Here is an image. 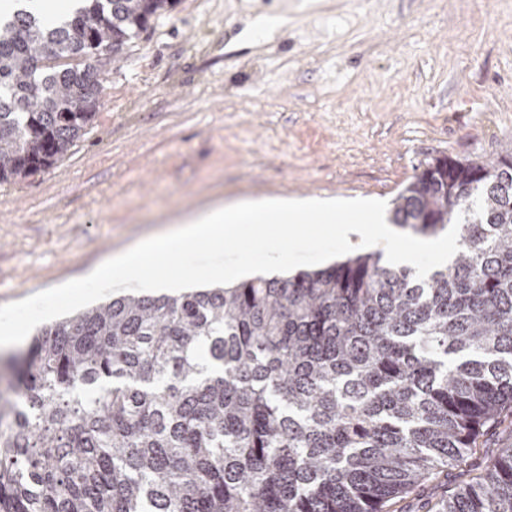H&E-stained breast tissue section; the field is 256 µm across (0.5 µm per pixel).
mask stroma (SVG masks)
<instances>
[{
  "mask_svg": "<svg viewBox=\"0 0 512 512\" xmlns=\"http://www.w3.org/2000/svg\"><path fill=\"white\" fill-rule=\"evenodd\" d=\"M271 11L287 23L249 39ZM510 140L512 0H177L110 64L67 155L0 184V305L217 200L390 203L427 158L491 160Z\"/></svg>",
  "mask_w": 512,
  "mask_h": 512,
  "instance_id": "1",
  "label": "stroma"
}]
</instances>
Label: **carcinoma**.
Instances as JSON below:
<instances>
[{
	"instance_id": "carcinoma-1",
	"label": "carcinoma",
	"mask_w": 512,
	"mask_h": 512,
	"mask_svg": "<svg viewBox=\"0 0 512 512\" xmlns=\"http://www.w3.org/2000/svg\"><path fill=\"white\" fill-rule=\"evenodd\" d=\"M0 16V183L59 161L117 55L175 0ZM459 251L124 295L41 327L0 371V512H393L512 425V141L436 157L391 223ZM433 512H512V447Z\"/></svg>"
}]
</instances>
